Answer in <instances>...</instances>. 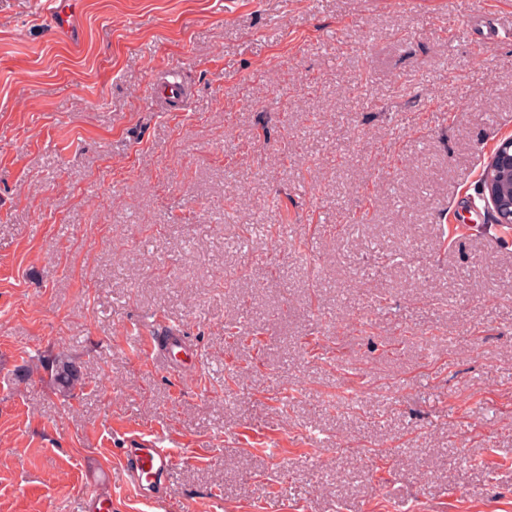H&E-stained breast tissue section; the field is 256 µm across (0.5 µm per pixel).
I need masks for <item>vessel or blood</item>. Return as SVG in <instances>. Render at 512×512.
Listing matches in <instances>:
<instances>
[{"mask_svg":"<svg viewBox=\"0 0 512 512\" xmlns=\"http://www.w3.org/2000/svg\"><path fill=\"white\" fill-rule=\"evenodd\" d=\"M144 350L170 369H177L185 362L189 350L184 342L160 343L158 336L143 338ZM175 465V456L170 449L161 447L157 439H141L137 446L124 449L122 470L127 484L144 501L155 502L166 491Z\"/></svg>","mask_w":512,"mask_h":512,"instance_id":"1","label":"vessel or blood"}]
</instances>
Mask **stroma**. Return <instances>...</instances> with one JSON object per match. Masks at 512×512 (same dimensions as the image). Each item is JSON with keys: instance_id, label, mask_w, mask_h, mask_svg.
Wrapping results in <instances>:
<instances>
[{"instance_id": "obj_1", "label": "stroma", "mask_w": 512, "mask_h": 512, "mask_svg": "<svg viewBox=\"0 0 512 512\" xmlns=\"http://www.w3.org/2000/svg\"><path fill=\"white\" fill-rule=\"evenodd\" d=\"M75 2L0 0V512H512V0ZM155 334L156 332L153 331V334H148L147 336H137L133 350L138 352L141 349L139 338H142L145 352L152 355L160 364H166L168 368L175 371L180 363L185 365L186 358L189 357V349L185 346L182 338L178 340L179 342H175V339H172L163 347L159 341V336H155ZM50 369L49 385L64 400L78 399L86 386L80 367L64 352L58 353L46 366ZM140 440L135 447L121 449L123 474L139 498L157 502L166 491L175 456L170 448L159 445L155 435L145 433Z\"/></svg>"}]
</instances>
